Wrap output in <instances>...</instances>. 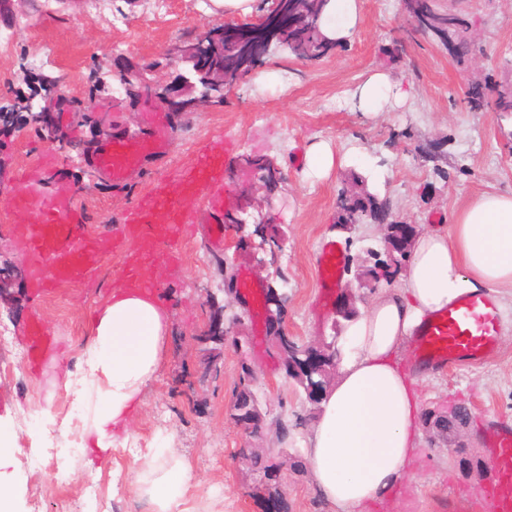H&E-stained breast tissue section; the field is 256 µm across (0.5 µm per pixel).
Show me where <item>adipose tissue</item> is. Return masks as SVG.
Here are the masks:
<instances>
[{"label": "adipose tissue", "instance_id": "1", "mask_svg": "<svg viewBox=\"0 0 512 512\" xmlns=\"http://www.w3.org/2000/svg\"><path fill=\"white\" fill-rule=\"evenodd\" d=\"M358 25L357 0H328L329 40L347 41ZM406 97L402 83L378 72L352 92L350 103L374 113ZM484 288L512 296V193H480L447 229L416 232L401 285L352 320L306 451L316 490L334 512H362L391 498L406 479L420 441V405L401 354L427 314ZM167 332L157 298L117 290L100 308L65 382L82 431L98 448H111L113 427L155 377ZM191 482L188 462L163 445L147 448L133 479L155 512H185Z\"/></svg>", "mask_w": 512, "mask_h": 512}]
</instances>
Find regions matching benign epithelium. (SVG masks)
I'll return each mask as SVG.
<instances>
[{
    "mask_svg": "<svg viewBox=\"0 0 512 512\" xmlns=\"http://www.w3.org/2000/svg\"><path fill=\"white\" fill-rule=\"evenodd\" d=\"M309 0H271L269 13L260 23L242 24L237 27L235 35L236 64L224 66V42L228 28L210 27L197 39L188 42H176L168 49L170 59L190 68L193 78L180 77V83L173 88L158 85L155 81L142 75L135 77L123 75L122 84L137 79L141 86L147 88L154 96L175 110L206 107L221 101L224 87L237 83L246 73L255 70L254 61L267 57L271 53L290 49L291 42L283 34L284 23L291 17H299L307 12ZM244 176L254 193L267 189L269 182L279 174L278 168L267 158L247 156L241 162ZM382 238L387 242L390 261L410 252L412 237L407 230V223L400 220H385L379 224ZM17 270L10 264H0V306L12 305L11 289L17 280ZM272 303L276 312L270 313L275 327L271 330L275 347L285 367L294 372L295 380L311 398L326 392L332 376L336 374V349L331 344L313 341L298 345L288 336V329L282 318V307L286 296L272 293ZM224 308L213 310L208 324L195 336V357L197 362V380L203 382L216 374L218 364L224 356ZM460 407L448 406V411L427 418V424L433 434L446 436L448 424L457 422ZM241 428L249 434H258L265 427V418L257 410L245 418L236 417ZM272 469L264 476L267 486V501L270 512H278L281 493L275 484L278 472L284 462L271 463Z\"/></svg>",
    "mask_w": 512,
    "mask_h": 512,
    "instance_id": "1",
    "label": "benign epithelium"
}]
</instances>
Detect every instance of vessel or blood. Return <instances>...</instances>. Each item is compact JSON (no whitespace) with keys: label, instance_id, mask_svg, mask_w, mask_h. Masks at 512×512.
<instances>
[{"label":"vessel or blood","instance_id":"obj_1","mask_svg":"<svg viewBox=\"0 0 512 512\" xmlns=\"http://www.w3.org/2000/svg\"><path fill=\"white\" fill-rule=\"evenodd\" d=\"M178 129L175 113L155 109L143 113L141 130L118 131L100 141L91 154L97 173L116 186L127 185L140 172L161 163ZM232 144L198 148L171 178L155 181L139 195L111 231L86 236L76 231L79 216L72 196L60 193L44 199L30 194H0V214L18 213L22 223L12 225L17 245L29 259L28 282L36 295L55 286L90 288L101 262L120 254L112 267L113 279L149 293H159L161 281L155 259L166 255L179 265L177 242L199 224H223L220 195L224 158ZM57 166L47 154L27 166L23 182L40 184ZM342 266L335 242L322 245L318 257L320 285L332 288ZM501 316L493 293L481 289L428 314L416 333L414 358L419 366L441 371L483 363L499 347ZM29 359L38 369L55 355L57 344L42 321H34ZM448 512H512V424H498L494 434L491 473L477 500L449 497Z\"/></svg>","mask_w":512,"mask_h":512}]
</instances>
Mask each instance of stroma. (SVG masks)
Segmentation results:
<instances>
[{
  "label": "stroma",
  "mask_w": 512,
  "mask_h": 512,
  "mask_svg": "<svg viewBox=\"0 0 512 512\" xmlns=\"http://www.w3.org/2000/svg\"><path fill=\"white\" fill-rule=\"evenodd\" d=\"M440 9L461 13L478 36L482 53L457 60L439 40L412 32L401 0H358L359 27L347 42L322 60L304 64L285 55L268 58L275 81L257 86L244 77L224 90L222 104L179 115V129L168 157L124 188L94 171L96 142L113 127L133 133L141 115L160 104L138 87L120 88L117 71H141L161 84L179 72L168 47L196 38L207 28L240 24V17L206 10L203 0H0V114L16 122L0 128V185L27 192L18 171L48 152L59 170L36 193L49 197L73 192L84 215L83 228L99 233L120 223L125 209L157 179L169 176L203 140L223 136L234 148L224 159L223 209L238 210L243 196L239 166L247 155L271 159L282 179L262 209H248L243 224H225V249L204 235L180 242L183 265L160 266L168 336L161 366L144 388L126 425L108 451L84 447L82 422L71 408L64 383L75 370L79 348L91 331L88 312L99 309L117 287L111 276L117 256L99 269V286L86 295L60 285L42 297L20 284L14 306L0 311L9 336L0 347V427L15 434L6 469L16 495V512H153L132 487L138 449L162 440L187 458L193 474L190 501L205 512H267L258 491L259 476L246 448L286 457L280 484L284 512H330L317 496L304 450L319 403L289 380L270 334L256 336V313L241 299H228L224 280L249 276L263 288L286 294L283 320L304 344L319 338L344 345L347 320L335 310L345 295L366 308L399 276L387 282L352 283L354 270L388 262L377 225H336V198L361 165L334 169L328 177L307 174L306 151L325 140L338 153L359 148L380 166V194L395 216L416 228L448 225L455 209L483 191L512 192V112L471 109L469 83L491 79L487 98L512 89V0H436ZM384 70L411 91L396 111L363 115L351 108V92L375 71ZM56 128L48 137L36 113ZM71 144L61 150L60 140ZM277 225L285 240L276 254L260 250L266 226ZM335 240L350 269L329 298L318 286L317 256L323 240ZM236 320L242 347L225 343L221 371L205 382L195 378L191 338L207 323L212 305ZM501 344L483 364L433 372L419 378L423 411L468 406L472 422L464 452L422 433L416 460L396 492L392 512H439L449 491L477 495L490 465V423L512 421V297L500 301ZM41 319L61 347L56 360L32 372L27 358L33 319ZM255 372L252 390L265 416L261 434L249 436L232 418L242 362ZM51 409L57 426L42 430L37 421ZM67 429H60V421ZM33 448L54 449L56 459L34 466Z\"/></svg>",
  "instance_id": "obj_1"
}]
</instances>
